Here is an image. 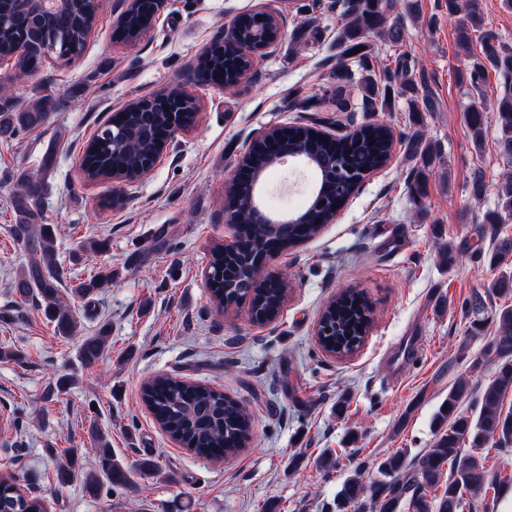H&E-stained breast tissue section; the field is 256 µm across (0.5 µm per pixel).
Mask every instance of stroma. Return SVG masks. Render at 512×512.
Wrapping results in <instances>:
<instances>
[{
  "label": "stroma",
  "mask_w": 512,
  "mask_h": 512,
  "mask_svg": "<svg viewBox=\"0 0 512 512\" xmlns=\"http://www.w3.org/2000/svg\"><path fill=\"white\" fill-rule=\"evenodd\" d=\"M344 0H165L153 24L133 42L115 33L127 0H98L97 23L82 54L46 57L40 71L15 84L21 105L49 94L59 106L41 126L0 140V347L19 360H0V474L17 477L47 512H336V495L357 466L432 447L433 419L449 388L494 376L484 350L501 302L486 291L499 274L489 256L497 237H512V220L483 221L498 201L506 161L493 120L511 85L488 76L481 87L459 85L479 46L463 50L456 17L444 0H411L405 41H376V70L405 55L424 74L435 109L364 107L358 81L337 80L336 35ZM266 7L283 13L286 36L233 88L200 86L190 67L237 17ZM314 36L290 46L289 32L306 20ZM180 88L200 108L173 150L137 182L86 181L79 170L91 137L125 104ZM344 100L347 111L336 109ZM490 118L482 138L463 119L470 106ZM384 123L394 133L390 162L366 179L335 220L299 247L268 260L264 272L288 278L276 319L251 321L248 303L217 312L204 276L213 245L232 242L225 181L251 141L274 127L321 124L336 136ZM424 130L440 149L427 195L414 201L409 184L417 165L406 140ZM54 165L45 181L44 218L52 224L62 286L108 266L111 284L72 298L86 332L111 329L104 359L87 365L78 338L55 334L37 298L18 301L9 287L25 265L11 229L17 176L35 172L44 154ZM481 172L485 194L470 181ZM313 179L303 165L276 164L263 177L269 212L288 214L309 203ZM103 239L101 254L72 261L78 241ZM452 243L457 261L442 263ZM363 292L372 329L350 357L326 354L316 324L342 286ZM485 296L480 334L469 331L466 302ZM167 374L211 386L242 402L254 443L229 461L196 455L172 441L139 399L148 378ZM104 433L115 459L132 473L127 484L102 483L87 494L83 476L60 483L71 455L95 456ZM150 471L138 468L141 460Z\"/></svg>",
  "instance_id": "stroma-1"
}]
</instances>
